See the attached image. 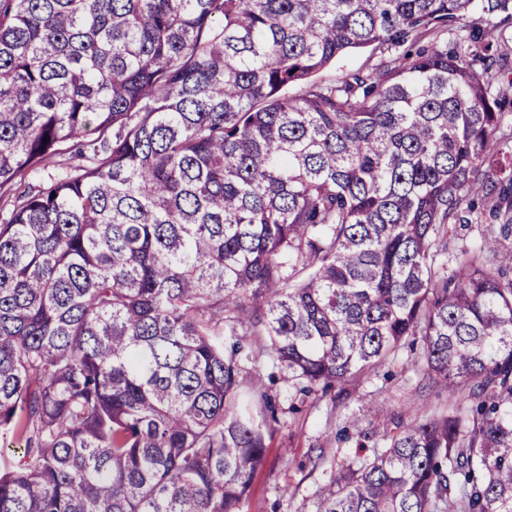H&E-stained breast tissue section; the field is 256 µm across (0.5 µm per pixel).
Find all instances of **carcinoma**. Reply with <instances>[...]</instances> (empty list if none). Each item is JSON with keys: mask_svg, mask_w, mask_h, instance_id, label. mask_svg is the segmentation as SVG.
Wrapping results in <instances>:
<instances>
[{"mask_svg": "<svg viewBox=\"0 0 512 512\" xmlns=\"http://www.w3.org/2000/svg\"><path fill=\"white\" fill-rule=\"evenodd\" d=\"M473 3L0 0V512H243L277 419L226 335L303 393L418 336L462 396L318 512H512V74L437 38Z\"/></svg>", "mask_w": 512, "mask_h": 512, "instance_id": "obj_1", "label": "carcinoma"}]
</instances>
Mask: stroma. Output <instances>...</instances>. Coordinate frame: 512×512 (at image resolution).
<instances>
[{"instance_id": "1", "label": "stroma", "mask_w": 512, "mask_h": 512, "mask_svg": "<svg viewBox=\"0 0 512 512\" xmlns=\"http://www.w3.org/2000/svg\"><path fill=\"white\" fill-rule=\"evenodd\" d=\"M492 25L502 31L500 61L511 69L512 18L504 13L489 15L474 6L449 31L448 45L468 54L474 48L470 29ZM244 368L251 378L245 398L254 402L267 392L277 405L278 421L243 512H316L320 490L344 464L381 448L397 425L409 424L416 414L450 408L447 391L429 383L417 355L405 350L361 377L347 395L336 388L304 396L286 383H269L272 363L262 352H254Z\"/></svg>"}]
</instances>
